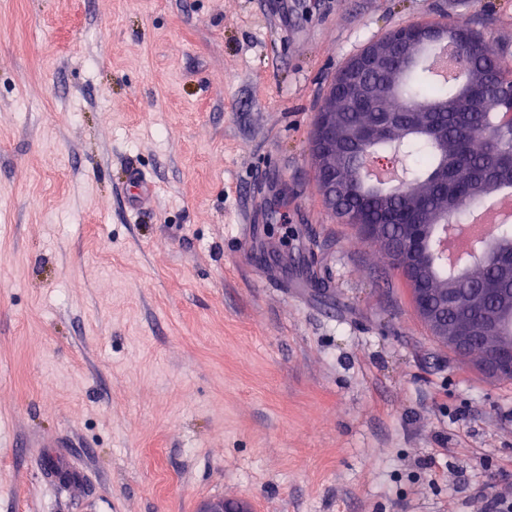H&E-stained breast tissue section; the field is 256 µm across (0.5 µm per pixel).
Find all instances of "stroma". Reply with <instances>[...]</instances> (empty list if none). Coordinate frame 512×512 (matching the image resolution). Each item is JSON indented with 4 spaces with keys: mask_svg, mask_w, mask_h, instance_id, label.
<instances>
[{
    "mask_svg": "<svg viewBox=\"0 0 512 512\" xmlns=\"http://www.w3.org/2000/svg\"><path fill=\"white\" fill-rule=\"evenodd\" d=\"M420 21L512 65V0H0V512L512 491V380L435 342L313 180L330 81ZM129 202L134 207H140L153 196V189L146 176L134 173L130 179Z\"/></svg>",
    "mask_w": 512,
    "mask_h": 512,
    "instance_id": "obj_1",
    "label": "stroma"
}]
</instances>
